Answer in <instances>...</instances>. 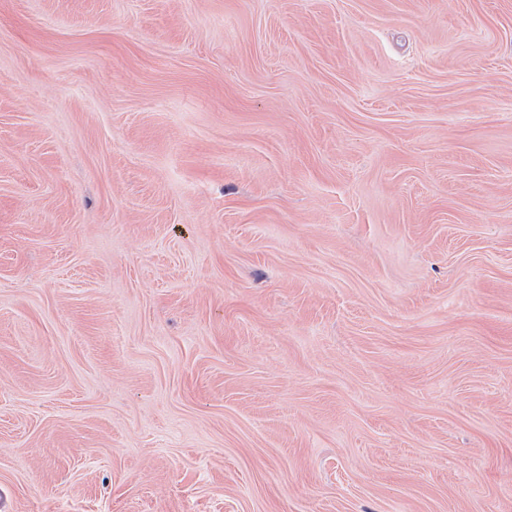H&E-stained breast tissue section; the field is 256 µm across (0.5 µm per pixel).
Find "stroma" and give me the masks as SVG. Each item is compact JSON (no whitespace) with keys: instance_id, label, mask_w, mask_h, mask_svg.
Returning a JSON list of instances; mask_svg holds the SVG:
<instances>
[{"instance_id":"35a3bbf8","label":"stroma","mask_w":512,"mask_h":512,"mask_svg":"<svg viewBox=\"0 0 512 512\" xmlns=\"http://www.w3.org/2000/svg\"><path fill=\"white\" fill-rule=\"evenodd\" d=\"M14 512H512V0H0Z\"/></svg>"}]
</instances>
